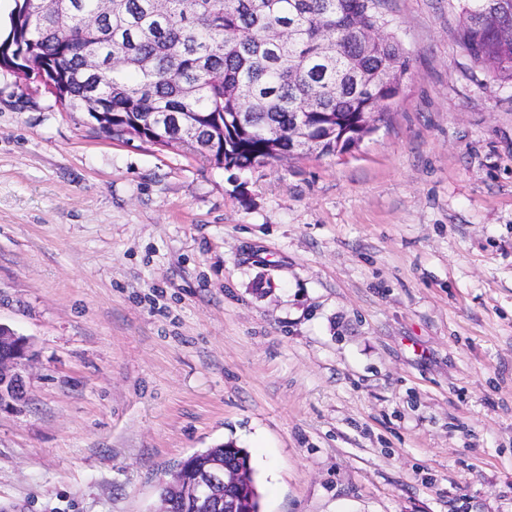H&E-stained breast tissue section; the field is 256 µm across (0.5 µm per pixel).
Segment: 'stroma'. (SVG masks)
Wrapping results in <instances>:
<instances>
[{"label":"stroma","instance_id":"1","mask_svg":"<svg viewBox=\"0 0 512 512\" xmlns=\"http://www.w3.org/2000/svg\"><path fill=\"white\" fill-rule=\"evenodd\" d=\"M462 5L387 0V124L244 174L0 72V512H155L229 441L261 512H512V86ZM31 340L0 324V404L25 398ZM195 460H208L212 456L219 457L220 460L225 464H230L235 461L242 462L244 464L249 461L248 471H245V479L243 481V487H245V509L248 512H259L260 511V494L257 488V484L254 478L253 470L250 464L249 453L244 448H236L233 442H227L225 444L218 445L214 448H205L203 450L195 452Z\"/></svg>","mask_w":512,"mask_h":512}]
</instances>
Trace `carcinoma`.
<instances>
[{
  "label": "carcinoma",
  "instance_id": "cac0c4a2",
  "mask_svg": "<svg viewBox=\"0 0 512 512\" xmlns=\"http://www.w3.org/2000/svg\"><path fill=\"white\" fill-rule=\"evenodd\" d=\"M9 24L0 43L35 63L46 61L53 75L64 74L66 86H54L55 102L63 107L85 95L83 54L97 53L104 68L93 81L112 100V111L126 117L121 127L96 128L106 138L129 142L131 119L140 112L176 114L186 122L202 115L206 125H224V149H213L205 134L180 139L178 149L209 166L246 173L274 159L301 158L295 147L274 157L269 129L288 139L296 113L305 124L367 132L365 113L384 121L380 102L388 89L379 84L357 92L347 85L349 60L357 58L367 71L390 67L399 78L408 60L390 31L383 12L385 0H122L121 9L99 17L98 35L83 28V19L97 0H66L73 23L67 30L55 16L39 23V41L27 42L23 3L14 0ZM499 0H464L461 43L494 80L512 85V14L499 16ZM339 52L320 51L324 42ZM140 56L152 62L148 72L126 67L119 60ZM248 88L244 103L235 94ZM218 457L226 464L247 462L249 453L227 442L195 452V460ZM245 509L260 512V494L253 470L245 472Z\"/></svg>",
  "mask_w": 512,
  "mask_h": 512
}]
</instances>
